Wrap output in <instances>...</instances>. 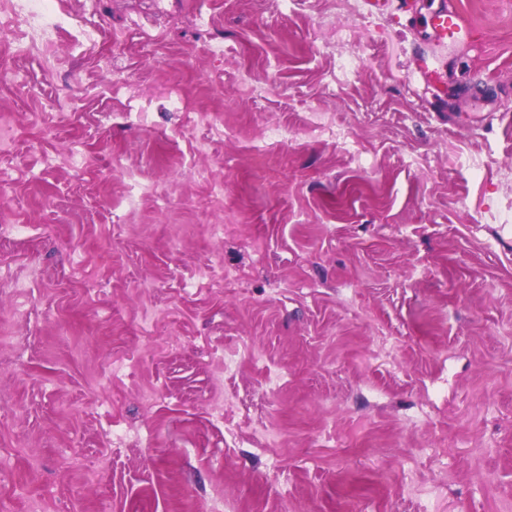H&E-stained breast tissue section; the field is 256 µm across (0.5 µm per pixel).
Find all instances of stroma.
<instances>
[{
  "instance_id": "1",
  "label": "stroma",
  "mask_w": 512,
  "mask_h": 512,
  "mask_svg": "<svg viewBox=\"0 0 512 512\" xmlns=\"http://www.w3.org/2000/svg\"><path fill=\"white\" fill-rule=\"evenodd\" d=\"M452 2L0 0V512H512V0ZM54 4V0H11L10 10L32 36L46 42L63 28ZM427 24L437 39L442 42L446 40L449 43H456L472 37L471 29L466 26L456 9L450 5L433 12L428 17Z\"/></svg>"
}]
</instances>
